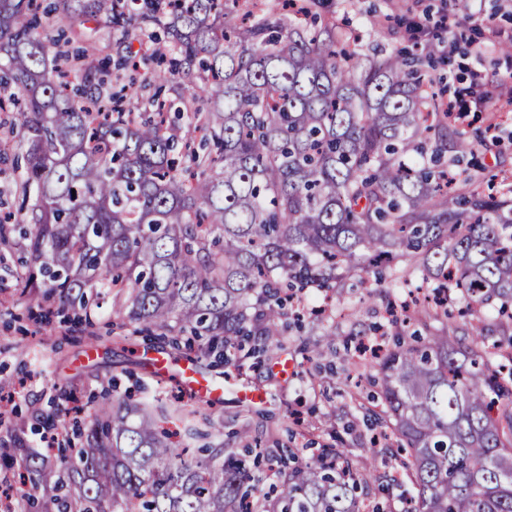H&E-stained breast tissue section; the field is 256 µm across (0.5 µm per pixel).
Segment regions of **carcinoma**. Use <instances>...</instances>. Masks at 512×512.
Here are the masks:
<instances>
[{
    "instance_id": "cac0c4a2",
    "label": "carcinoma",
    "mask_w": 512,
    "mask_h": 512,
    "mask_svg": "<svg viewBox=\"0 0 512 512\" xmlns=\"http://www.w3.org/2000/svg\"><path fill=\"white\" fill-rule=\"evenodd\" d=\"M34 2L0 0V108L21 110L29 225L18 243L0 219V246L21 245L25 280L82 309L111 289L120 327L208 357L277 343L311 288L418 272L455 296L445 318L461 325L378 361L374 422L398 439L383 463L410 483L401 512H512V196L448 189L471 143L427 92L431 60L362 55L281 13L238 26L237 0H59L55 35L35 32ZM102 17L164 29L180 57L150 80L181 75L176 100L133 118L147 84L114 86L94 51L62 48ZM161 415L114 395L55 465L17 430L0 459L21 460L36 512H362L359 489L397 482L340 448L305 467L266 448L284 465L271 497L231 450L188 458Z\"/></svg>"
}]
</instances>
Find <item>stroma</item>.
Wrapping results in <instances>:
<instances>
[{
	"mask_svg": "<svg viewBox=\"0 0 512 512\" xmlns=\"http://www.w3.org/2000/svg\"><path fill=\"white\" fill-rule=\"evenodd\" d=\"M448 10L457 12L466 38L445 56L443 44L454 42L452 31L440 27ZM316 13L318 23L335 22L344 37L358 39L363 54L388 55L414 44L430 52L437 60L433 79L447 83L448 100L466 113L463 129L476 138L468 171L456 177L458 193L473 190V176L484 169L512 186V55L501 51L512 42V0H320ZM476 73L489 97H461L460 89ZM21 123L20 112H0V143L6 148L0 154V208L6 210L18 202L21 170L14 157ZM24 271L19 249L0 251V378L10 383L0 392L1 437L24 429L27 448L45 452L39 419L63 410L64 392L97 401L111 388L163 407L162 425L171 441L194 457L220 445L239 447L245 436L265 448L292 449L300 465L333 447L351 449L358 467L381 466L369 443L365 411L378 368L354 347L377 332L396 335L385 305L400 289L349 281L309 291L300 328L268 352H243L224 363L152 337L126 335L113 323L108 295L90 298L87 321L58 299L38 302L22 291ZM330 327L337 332L332 342L324 334ZM151 353L167 359L169 373L157 374L147 365ZM187 360L201 376L223 384L221 401L201 402L180 387L176 370ZM283 364L288 372H280Z\"/></svg>",
	"mask_w": 512,
	"mask_h": 512,
	"instance_id": "1",
	"label": "stroma"
}]
</instances>
